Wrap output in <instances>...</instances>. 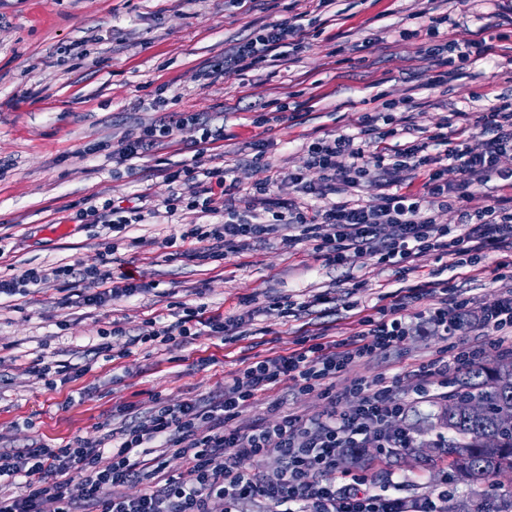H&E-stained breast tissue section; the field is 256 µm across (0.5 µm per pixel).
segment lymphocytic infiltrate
Wrapping results in <instances>:
<instances>
[{
  "label": "lymphocytic infiltrate",
  "instance_id": "1",
  "mask_svg": "<svg viewBox=\"0 0 512 512\" xmlns=\"http://www.w3.org/2000/svg\"><path fill=\"white\" fill-rule=\"evenodd\" d=\"M303 18L299 12L253 33L204 72V79L279 60L289 39L304 37ZM447 21L444 15L433 17L426 26L433 39L427 55L434 66V86L447 84L458 77L461 66L482 62L494 52L493 44L483 38L438 42L439 27ZM187 121L201 125L200 147L191 160L168 173L167 180L188 189L187 210L221 212L226 219L221 224L192 225L181 236L182 256L216 261L275 239L288 246L310 241L325 265L347 266L356 257L369 255L403 277L424 253L451 258L456 267H476L504 247L512 248V195L491 198L475 210L469 207L492 180L512 187L511 100L498 99L478 112L453 111L429 135H413L408 125H395L388 113L364 114L363 141L334 134L308 145L306 165L320 173L319 183L303 185L301 197L278 207L271 205L268 188H260L249 194L241 210L225 202L235 196L237 186L227 183L223 168L210 165L206 157L223 147L225 138L223 126L211 118L176 113L172 122L144 126L138 136L121 141L112 157L125 164L153 156L174 127ZM381 121L388 123L387 131L378 130ZM476 134L483 137L477 148L470 144ZM406 173L422 176L418 192H397ZM365 180L378 183L377 199H347V192ZM330 194L336 195V202L318 205V198ZM446 209L458 212V224L439 223L438 215ZM122 278L119 287L113 285L108 269L77 262L48 265L0 280V294H20L30 285L63 281L75 286L79 304L103 307L142 290L134 274L126 272ZM411 298L426 300L421 323L433 336L458 329L468 315L469 299L460 297L445 279L426 281L410 288L408 296L397 295L366 310L359 301L345 302L346 310L361 312L356 336L326 341L314 333L302 336L288 353L253 357L225 380L219 400L174 403L157 396L146 415L99 439L0 452V481L10 485L9 490H0V512H44L49 501L55 512H213L217 502L225 512H249L253 506L264 512H441L433 492L412 501L359 492L337 462L338 449L358 448L366 440L381 448H410L415 443L410 431L393 426L405 404L392 386L356 382L359 404L340 413L334 384L349 365L406 343L413 332L405 315ZM179 309L171 323L148 321L138 342L174 347L198 324L225 341L236 338L242 325L241 316H210L202 304L183 303ZM481 326L487 344H465L451 354L443 350L415 365L412 374L419 385L481 361L486 345L512 348V292L483 308ZM284 383L302 393H318L327 402L326 410L308 420L288 413L273 425L236 426L245 408ZM173 457L182 463L180 473L168 470ZM242 457L258 467L276 462L279 479L264 480L258 468L238 469L236 461ZM130 484L141 485L138 496L123 494V487Z\"/></svg>",
  "mask_w": 512,
  "mask_h": 512
}]
</instances>
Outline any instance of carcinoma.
Instances as JSON below:
<instances>
[{"label":"carcinoma","mask_w":512,"mask_h":512,"mask_svg":"<svg viewBox=\"0 0 512 512\" xmlns=\"http://www.w3.org/2000/svg\"><path fill=\"white\" fill-rule=\"evenodd\" d=\"M472 401L485 408L480 419L466 410ZM512 412V369L506 364L489 368L480 363L463 374L448 400L446 447L435 452L450 460L458 480L474 484L503 470H512V425L501 419ZM467 512H512V493L478 504L465 501Z\"/></svg>","instance_id":"cac0c4a2"}]
</instances>
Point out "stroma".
I'll use <instances>...</instances> for the list:
<instances>
[{
  "instance_id": "1",
  "label": "stroma",
  "mask_w": 512,
  "mask_h": 512,
  "mask_svg": "<svg viewBox=\"0 0 512 512\" xmlns=\"http://www.w3.org/2000/svg\"><path fill=\"white\" fill-rule=\"evenodd\" d=\"M295 12L293 0H0V236L10 242L9 253L0 256V279L49 264L99 265L105 240L81 218L84 199L97 196L116 209L141 212V223L124 232L112 273L132 269L145 284L139 293L97 309L69 302L70 291L60 281L26 295L0 296V451L98 438L99 424L120 429L148 412L157 394L176 402L221 393L225 377L243 361L288 353L299 336L320 333L332 340L357 333V316L342 305L353 284H360L368 307L399 289L393 271L370 256L332 267L309 242L243 249L218 261L173 258L162 239L179 236L185 225L218 220L214 214L183 211L167 218L159 212L172 191L165 168L193 157L197 129L174 131L158 152L159 166L143 160L119 165L97 149L135 136L142 125L167 121V112L132 107L134 99L152 98L164 84L177 100L176 111L223 115L226 138L213 163L228 168L229 180L242 192L268 183L269 169L251 161L264 151L283 174L269 197L282 202L298 196L288 174L319 180L305 165V144L328 133L359 135L360 115L384 101H400V116L431 131L448 112H478L496 98L512 99L506 58L479 64V78L464 74L432 88L425 41L398 36L417 27L420 15L445 13L457 22L449 39L493 37L510 48L512 0H333L307 16L297 52L200 85L199 72L226 50ZM292 93L302 104L296 120L257 125V107L276 106ZM438 272L473 298L474 316L444 337L416 333L402 349L353 364L335 381L343 395L336 405L340 412L357 405L351 391L356 380L394 384L407 403L397 422L410 429L417 448L390 450L368 442L361 462L345 458L341 468L365 477L363 489L374 495L412 500L444 489L452 501L492 498L512 490V474L467 486L433 452L445 433L434 420L458 373L421 392L410 371L436 351L483 341L477 312L511 289L512 281L500 280L494 260L475 270L455 269L428 253L414 260L408 283ZM322 292L335 297V304L311 305ZM288 295L305 303V310L287 320L254 315L244 323V336L227 343L203 332L174 353L127 344L149 319L168 321L172 305L180 302L228 316L242 313L243 298ZM114 321L124 335H109ZM103 342L111 345L113 360L89 362V349ZM38 361L68 371L50 387L31 371ZM324 406L320 397L283 385L245 409L238 423L271 424L288 412L306 420Z\"/></svg>"
}]
</instances>
